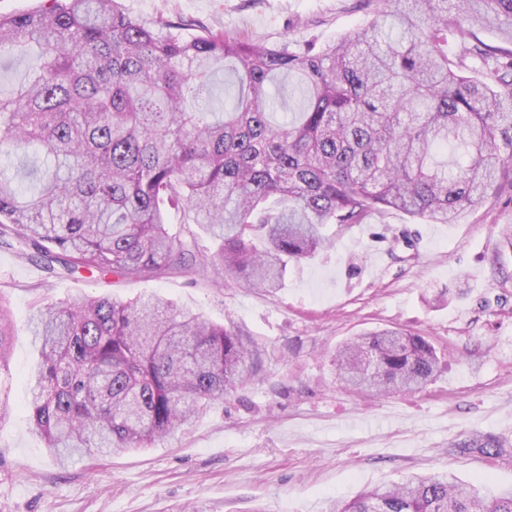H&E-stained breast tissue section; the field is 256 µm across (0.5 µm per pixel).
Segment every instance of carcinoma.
<instances>
[{"label": "carcinoma", "instance_id": "obj_1", "mask_svg": "<svg viewBox=\"0 0 512 512\" xmlns=\"http://www.w3.org/2000/svg\"><path fill=\"white\" fill-rule=\"evenodd\" d=\"M362 27L318 50L227 33L187 39L118 0H51L0 15V57L39 48L33 72L0 91V148L46 156L23 191L0 169V247L50 273L128 280L171 269L224 270L251 287H282L288 262L331 245L323 228L391 208L454 224L512 194V0H380ZM495 30L501 45L481 41ZM455 50L448 52L449 39ZM221 64L237 78L214 121L204 81ZM295 78L297 111L275 120L267 88ZM193 214L215 242L205 255ZM29 329L39 362L32 424L61 463L145 449L254 379L260 352L231 326L150 294L39 307ZM14 336L0 302V397ZM349 387L419 388L435 349L401 329L369 332L336 354ZM329 512H512L452 474H413Z\"/></svg>", "mask_w": 512, "mask_h": 512}]
</instances>
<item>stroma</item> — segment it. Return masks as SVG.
I'll return each mask as SVG.
<instances>
[{
  "mask_svg": "<svg viewBox=\"0 0 512 512\" xmlns=\"http://www.w3.org/2000/svg\"><path fill=\"white\" fill-rule=\"evenodd\" d=\"M124 12L183 20L186 35L237 34L269 46L322 47L371 17L363 0H119ZM512 203L455 224L398 210L336 233L288 265L276 293L231 273L47 278L0 251V299L15 326L0 420V512H325L364 489L449 471L512 489ZM160 294L234 326L260 350L258 378L154 447L59 466L28 410L39 354L36 302ZM404 328L440 359L422 389L344 388L332 361L360 333Z\"/></svg>",
  "mask_w": 512,
  "mask_h": 512,
  "instance_id": "35a3bbf8",
  "label": "stroma"
}]
</instances>
